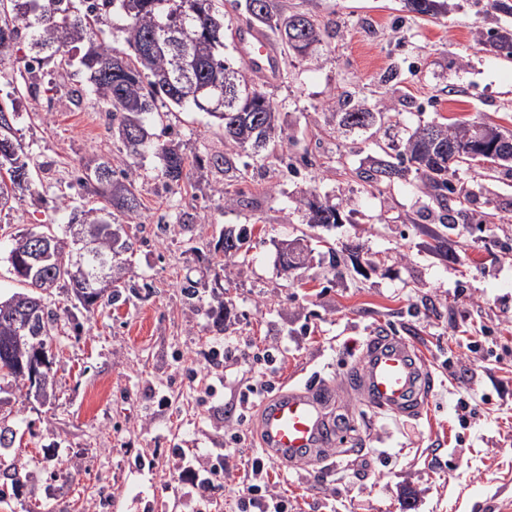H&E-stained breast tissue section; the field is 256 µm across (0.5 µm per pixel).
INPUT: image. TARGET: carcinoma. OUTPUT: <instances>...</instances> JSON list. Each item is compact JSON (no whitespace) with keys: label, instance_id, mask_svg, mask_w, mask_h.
<instances>
[{"label":"carcinoma","instance_id":"cac0c4a2","mask_svg":"<svg viewBox=\"0 0 512 512\" xmlns=\"http://www.w3.org/2000/svg\"><path fill=\"white\" fill-rule=\"evenodd\" d=\"M0 8V61L9 56L28 32L32 56L26 71L54 59L57 67L86 74L85 91L101 102L108 112L112 133L127 153L137 158L152 153L159 160L164 186L177 191L185 186L188 155L169 139L167 128L155 131L157 101L177 107L192 106L206 113L224 128V154L210 158V165L224 172V194L235 201L230 187L245 181L249 170L285 167L294 170L293 157L276 149L281 133L279 112L267 93L249 82L241 69L224 55V11L217 0H5ZM404 8L421 16L448 13L446 0H402ZM247 21L252 27L266 26L283 48L302 57H312L321 42L322 29L310 11L281 17L279 0H243ZM122 17L126 53L93 39L95 23ZM496 55L512 59V28L500 27L486 40ZM337 125L346 133L380 129L389 120L387 107L377 111L353 109L335 113ZM16 109L0 106V210L23 200L29 190L31 158L16 136ZM508 150L486 141L475 124L465 122L418 125L401 143H376L377 156L369 166L359 168L357 177L370 186L390 187L413 171L441 212L446 224L465 215L470 193L456 187L448 174H456L454 153L463 151L498 156L497 165L512 163V135ZM77 186L99 197L100 207L88 209L72 205L71 196L56 198L57 208L69 212L68 224L59 235L53 225L28 230L11 237L5 262L15 278L27 285L0 300V381L23 384L36 394L47 396L52 366L53 340L70 326L80 332V317L102 304H115L123 291L135 293V286L123 279L116 262L119 250L130 249L119 241L116 214L132 215L140 202L132 168L117 171L108 161L86 166L75 178ZM307 211V224L331 227L342 223L340 210L310 192L299 200ZM96 243V254L76 264L82 249L71 225ZM247 226L226 228L220 233L215 251L224 259L233 257L250 241ZM49 250L39 263L33 257ZM113 262L109 291L94 282L98 258ZM305 260L304 251L287 248L281 253L282 268L288 272ZM64 288L73 297L72 308L64 315L47 303L48 292ZM218 328L230 320L232 308L225 301L208 311Z\"/></svg>","mask_w":512,"mask_h":512}]
</instances>
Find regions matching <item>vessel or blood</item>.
<instances>
[{
	"label": "vessel or blood",
	"instance_id": "b4317fda",
	"mask_svg": "<svg viewBox=\"0 0 512 512\" xmlns=\"http://www.w3.org/2000/svg\"><path fill=\"white\" fill-rule=\"evenodd\" d=\"M236 48L250 69L277 77L280 57L264 32L244 27ZM360 372L348 386L371 407L414 418L420 410L428 376L405 337L380 333L356 344ZM335 396L329 386H292L264 398L259 406L261 443L266 454L283 464H325L336 457Z\"/></svg>",
	"mask_w": 512,
	"mask_h": 512
}]
</instances>
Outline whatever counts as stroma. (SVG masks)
<instances>
[{
    "instance_id": "35a3bbf8",
    "label": "stroma",
    "mask_w": 512,
    "mask_h": 512,
    "mask_svg": "<svg viewBox=\"0 0 512 512\" xmlns=\"http://www.w3.org/2000/svg\"><path fill=\"white\" fill-rule=\"evenodd\" d=\"M280 5L326 25L318 58L285 54L276 82L246 78L275 103L284 152L306 162L255 173L234 186L235 204L209 165L224 151V132L205 113L159 109L156 125L171 126L198 160L190 187L168 192L158 159L131 161L104 107L87 96L73 102L82 76L47 62L33 89L15 94L8 80L29 61L28 41L0 62V104H14L33 160L29 194L0 211L1 254L13 233L42 224L63 231L68 214L55 198L85 165H135L140 198L138 211L119 219L133 248L118 260L136 294L95 312L80 335L58 338L50 398L0 391V415L21 438L0 454V512H195L175 481L180 456L222 454L233 427L245 436L239 455L261 453L257 413L239 407L251 377L274 392L319 381L338 396L335 465L268 466L289 512H512V176L460 168L455 180L471 201L452 230L418 178L384 191L359 181L354 171L374 155V141L331 119L347 97L390 107L391 132L402 138L457 120L512 134V60L484 45L512 16L485 13L475 0H448L435 18L413 17L401 0ZM312 191L351 222L308 227L299 200ZM240 224L252 229L248 249L214 256L221 230ZM438 234L447 253L433 249ZM296 239L310 255L287 273L279 254ZM190 279L201 284L192 304L182 294ZM216 287L236 314L221 333L207 316ZM384 329L409 339L432 375L419 417L373 410L343 388L358 367L353 345ZM227 344L237 355L218 377L210 350ZM16 464L31 471L21 486L3 476Z\"/></svg>"
}]
</instances>
